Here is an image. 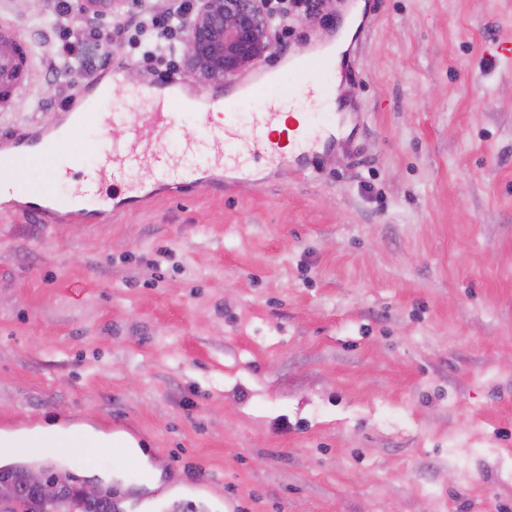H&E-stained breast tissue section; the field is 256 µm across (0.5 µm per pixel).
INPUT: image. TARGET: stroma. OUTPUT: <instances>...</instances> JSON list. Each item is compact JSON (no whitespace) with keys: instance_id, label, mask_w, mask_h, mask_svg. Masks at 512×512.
Listing matches in <instances>:
<instances>
[{"instance_id":"stroma-1","label":"stroma","mask_w":512,"mask_h":512,"mask_svg":"<svg viewBox=\"0 0 512 512\" xmlns=\"http://www.w3.org/2000/svg\"><path fill=\"white\" fill-rule=\"evenodd\" d=\"M365 24L330 84L358 124L306 173L255 188L102 203L90 224L0 212V430L93 425L103 447L0 444V466L100 481L122 512H512V0H354ZM79 0H0L34 48L0 112L10 143L72 111L125 60L96 167L164 81L116 17L86 42ZM291 22L261 70L335 39L349 12ZM84 43L69 65L61 43ZM138 151L202 163L203 138ZM124 423L153 468L130 481Z\"/></svg>"}]
</instances>
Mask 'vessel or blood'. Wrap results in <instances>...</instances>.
<instances>
[{
  "instance_id": "1",
  "label": "vessel or blood",
  "mask_w": 512,
  "mask_h": 512,
  "mask_svg": "<svg viewBox=\"0 0 512 512\" xmlns=\"http://www.w3.org/2000/svg\"><path fill=\"white\" fill-rule=\"evenodd\" d=\"M30 66V43L19 36L10 24L0 22V112L10 111L23 93ZM328 67V62L320 56L295 57L289 64L288 74L302 93L314 100L328 96L329 91L323 84L313 81L311 75ZM268 85V79L261 77L241 90L242 95L262 101L259 112L252 115V138L241 147L242 155L251 158L260 154L272 164L286 160L301 169L307 166L311 157L321 154L335 142L353 137L354 130L344 112L336 113L334 124L318 136L311 133L310 113H301L296 120H283L286 103L281 98L265 95ZM214 105V99H207L204 110L198 113L193 102L179 97L177 92L158 93L154 96L153 111L132 120L134 133H142L149 126L175 135L181 129L180 112H194L197 124L204 126L209 137L210 158L206 169L190 170L188 176L180 178V185L206 183L220 189L225 183L238 182L243 173L237 162L228 160L224 155V143L233 133L232 123L218 127L209 123ZM67 118L70 126L65 132L44 128L34 138L0 147V192L6 190L11 193L12 198L8 202L11 212L30 217L39 224L63 220L84 223L90 219L88 209L76 208L72 203H60L54 194L51 177L57 172L59 158L67 156L75 131L91 125L103 128L109 120L107 114L100 112L94 104L87 111L68 113ZM282 120L291 129V138H282L275 132L276 125ZM35 163L47 167L49 180L34 183L27 179L25 171ZM140 163L139 155L129 150L126 142L113 143L111 153L96 168L94 182L77 188V196L90 199L108 191L133 202L146 197V184H132L126 179L127 171Z\"/></svg>"
}]
</instances>
